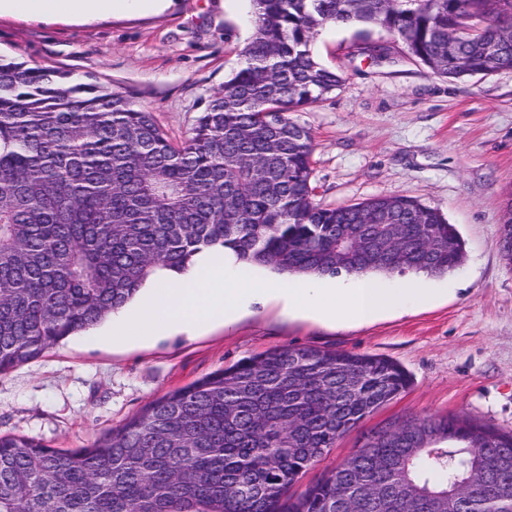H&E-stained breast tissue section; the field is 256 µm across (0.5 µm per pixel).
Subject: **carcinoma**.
Instances as JSON below:
<instances>
[{
  "instance_id": "cac0c4a2",
  "label": "carcinoma",
  "mask_w": 512,
  "mask_h": 512,
  "mask_svg": "<svg viewBox=\"0 0 512 512\" xmlns=\"http://www.w3.org/2000/svg\"><path fill=\"white\" fill-rule=\"evenodd\" d=\"M243 67L172 142L129 96L0 59V373L95 327L160 272L221 248L317 277H442L464 242L406 195L324 207L310 129L290 113L343 78L311 49L378 27L434 75L512 70V0H251ZM388 209L378 238L366 224ZM377 355L282 346L148 403L88 448L0 435V512H512V432L397 419L298 497L288 487L411 384Z\"/></svg>"
}]
</instances>
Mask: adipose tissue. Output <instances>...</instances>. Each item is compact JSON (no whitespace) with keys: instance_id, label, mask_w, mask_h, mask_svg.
Returning a JSON list of instances; mask_svg holds the SVG:
<instances>
[{"instance_id":"1","label":"adipose tissue","mask_w":512,"mask_h":512,"mask_svg":"<svg viewBox=\"0 0 512 512\" xmlns=\"http://www.w3.org/2000/svg\"><path fill=\"white\" fill-rule=\"evenodd\" d=\"M171 3L172 0H0V13L19 12L39 22L61 19L88 24L115 14L159 12Z\"/></svg>"}]
</instances>
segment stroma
Listing matches in <instances>:
<instances>
[{
    "mask_svg": "<svg viewBox=\"0 0 512 512\" xmlns=\"http://www.w3.org/2000/svg\"><path fill=\"white\" fill-rule=\"evenodd\" d=\"M254 32L250 0H174L163 13L89 25L0 16V56L129 95L175 141L186 138ZM377 48L374 56L365 55ZM312 50L342 85L295 112L314 137L311 185L337 207L404 194L437 207L464 262L429 279V300L369 323L284 316L269 297L232 325L112 344L75 335L0 374V433L85 448L149 402L266 350L312 346L399 363L411 386L341 439L294 485L336 467L396 418L467 415L512 431V265L499 250L512 199V71L453 82L394 35L324 27Z\"/></svg>",
    "mask_w": 512,
    "mask_h": 512,
    "instance_id": "stroma-1",
    "label": "stroma"
}]
</instances>
